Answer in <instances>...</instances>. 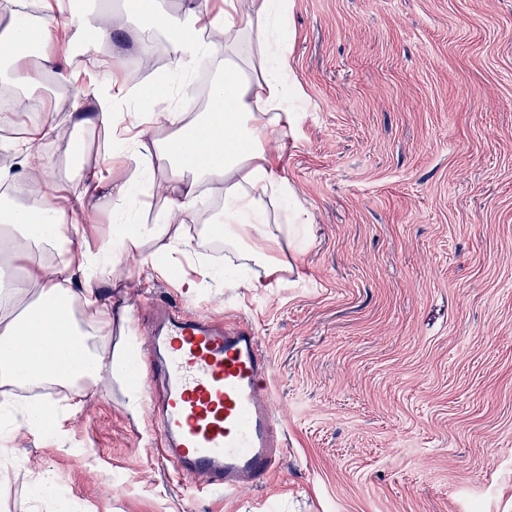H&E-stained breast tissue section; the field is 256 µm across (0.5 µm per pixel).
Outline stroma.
<instances>
[{"label":"stroma","mask_w":512,"mask_h":512,"mask_svg":"<svg viewBox=\"0 0 512 512\" xmlns=\"http://www.w3.org/2000/svg\"><path fill=\"white\" fill-rule=\"evenodd\" d=\"M271 46L288 57L277 213L279 288L124 262L107 352L146 358L155 305L252 325L285 428L279 470L233 498L189 499L151 446L128 376L56 434L8 445L0 512H512V0H287ZM17 88L48 113L58 71L94 92L109 68L41 59ZM42 148L63 193L111 155L57 116Z\"/></svg>","instance_id":"35a3bbf8"}]
</instances>
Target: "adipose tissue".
Returning <instances> with one entry per match:
<instances>
[{
	"instance_id": "obj_1",
	"label": "adipose tissue",
	"mask_w": 512,
	"mask_h": 512,
	"mask_svg": "<svg viewBox=\"0 0 512 512\" xmlns=\"http://www.w3.org/2000/svg\"><path fill=\"white\" fill-rule=\"evenodd\" d=\"M145 0H128L126 9L139 18L138 41L142 60H149L147 43L163 33L176 71L187 73L212 56L223 59L224 76L209 94L205 115L174 108L168 97L156 95L154 112H140L136 125L126 128V147L112 161L152 169L151 192L168 204L151 221L132 217L119 225L122 253H134L142 265L159 270L166 256L188 254L192 239L185 231L193 223L200 188L209 182L224 191V242L229 250H244L248 260L271 282L283 283L288 264L282 256V226L245 224L242 214L263 213L275 202L287 200L293 190L279 172L281 156L276 134L286 133L296 120L286 102L283 60H269L268 27L273 0H205L180 18L145 8ZM37 22L13 19L0 32L10 54L0 56V70L14 84L33 86L45 72L36 63L48 47L59 44L79 26L87 46L112 38V11L66 12L63 0H40ZM125 61L112 57V82L95 92L98 109L83 111L78 98L63 99L68 121L76 127L112 124L113 102L134 93ZM54 120L28 126L8 149L20 156L18 175L35 186L36 197L25 206L0 201V402L12 399L11 386L55 383L74 386L75 397L95 396L103 373L119 374L121 362L106 356L100 345L102 329L112 322L106 298L105 275L119 277L121 255L107 244L90 245L85 226L76 215L89 214L100 194L126 204L129 183L112 181L102 168L85 175L76 195H54L48 188L54 173L43 163L39 149L56 135ZM79 236L77 251L61 250L62 242ZM58 248L57 259L47 261L37 246ZM22 306L13 317L7 309Z\"/></svg>"
}]
</instances>
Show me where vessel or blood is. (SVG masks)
Segmentation results:
<instances>
[{
  "label": "vessel or blood",
  "instance_id": "vessel-or-blood-1",
  "mask_svg": "<svg viewBox=\"0 0 512 512\" xmlns=\"http://www.w3.org/2000/svg\"><path fill=\"white\" fill-rule=\"evenodd\" d=\"M158 450L199 498L232 497L265 480L284 446L272 366L251 326L156 306L145 338Z\"/></svg>",
  "mask_w": 512,
  "mask_h": 512
}]
</instances>
